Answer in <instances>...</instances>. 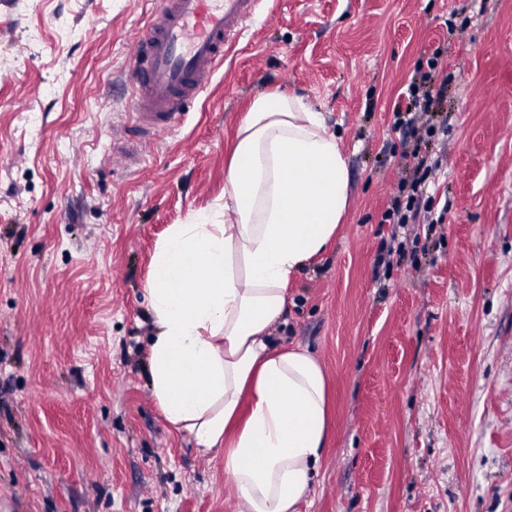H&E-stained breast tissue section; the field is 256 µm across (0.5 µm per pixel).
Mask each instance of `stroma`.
I'll return each instance as SVG.
<instances>
[{
    "label": "stroma",
    "mask_w": 512,
    "mask_h": 512,
    "mask_svg": "<svg viewBox=\"0 0 512 512\" xmlns=\"http://www.w3.org/2000/svg\"><path fill=\"white\" fill-rule=\"evenodd\" d=\"M154 5L0 0V512H233L223 449L151 396L145 286L170 226L223 202L237 127L274 89L325 114L350 173L339 235L271 328L327 376L302 512H512V0H263L129 172L103 154ZM438 47L444 221L397 231L393 111Z\"/></svg>",
    "instance_id": "obj_1"
}]
</instances>
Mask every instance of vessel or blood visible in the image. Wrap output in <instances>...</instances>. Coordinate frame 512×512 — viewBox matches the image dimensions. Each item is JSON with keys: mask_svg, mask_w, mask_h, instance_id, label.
Listing matches in <instances>:
<instances>
[{"mask_svg": "<svg viewBox=\"0 0 512 512\" xmlns=\"http://www.w3.org/2000/svg\"><path fill=\"white\" fill-rule=\"evenodd\" d=\"M262 0H159L129 49L134 127H115L108 151L121 167H139L141 143L175 132L186 104L206 94L225 54L245 37Z\"/></svg>", "mask_w": 512, "mask_h": 512, "instance_id": "1", "label": "vessel or blood"}]
</instances>
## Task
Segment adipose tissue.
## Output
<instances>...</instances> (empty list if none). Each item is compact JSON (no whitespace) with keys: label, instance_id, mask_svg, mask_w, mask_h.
<instances>
[{"label":"adipose tissue","instance_id":"1","mask_svg":"<svg viewBox=\"0 0 512 512\" xmlns=\"http://www.w3.org/2000/svg\"><path fill=\"white\" fill-rule=\"evenodd\" d=\"M349 183L325 114L262 93L236 130L223 203L172 225L156 248L149 387L176 430L223 449L237 512H300L327 445L321 363L268 329L291 279L338 236Z\"/></svg>","mask_w":512,"mask_h":512}]
</instances>
